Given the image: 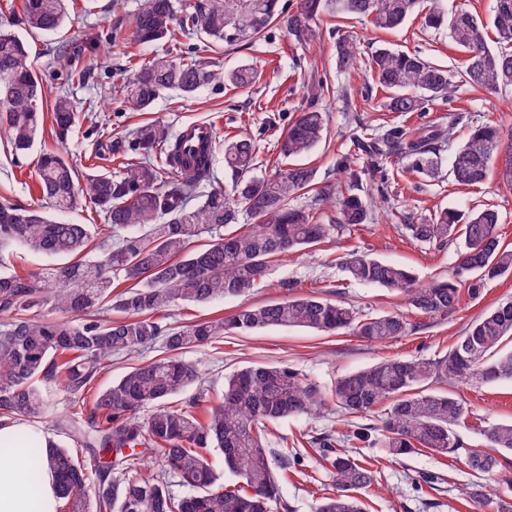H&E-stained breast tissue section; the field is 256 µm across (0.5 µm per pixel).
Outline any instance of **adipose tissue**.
<instances>
[{
  "label": "adipose tissue",
  "instance_id": "1",
  "mask_svg": "<svg viewBox=\"0 0 512 512\" xmlns=\"http://www.w3.org/2000/svg\"><path fill=\"white\" fill-rule=\"evenodd\" d=\"M48 441L39 426L15 420L0 424V512H57L60 504L55 477L43 469L30 478L28 439Z\"/></svg>",
  "mask_w": 512,
  "mask_h": 512
}]
</instances>
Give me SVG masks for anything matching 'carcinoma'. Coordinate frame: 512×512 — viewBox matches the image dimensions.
Returning a JSON list of instances; mask_svg holds the SVG:
<instances>
[{
  "label": "carcinoma",
  "mask_w": 512,
  "mask_h": 512,
  "mask_svg": "<svg viewBox=\"0 0 512 512\" xmlns=\"http://www.w3.org/2000/svg\"><path fill=\"white\" fill-rule=\"evenodd\" d=\"M423 1L428 2L425 25L448 29V38L467 53L460 71L465 84L489 94L512 86V0H495L488 25L469 11L448 16L440 0H300L288 15V35L300 45L320 42L317 20L325 14L368 19L379 29L394 30ZM282 14L280 0H196L184 6L177 0H144L134 17L132 39L156 43L179 32L242 47L260 39ZM18 16L27 31H55L68 18L67 0H21ZM490 26L497 36L492 45L485 38ZM53 53L64 65L65 84L85 81L81 51ZM357 62L354 47L337 39L336 70L352 72ZM371 72L389 92L385 107L390 112H425L437 100L452 102L455 85L448 70L418 54L380 47L371 56ZM2 73L8 77H0V127L15 152L24 154L45 132L37 108L43 78L29 62L26 42L0 28ZM221 81L247 88L256 73L246 65L220 73L196 55H158L134 72L122 93L128 108L146 111L165 91L191 97ZM321 87L310 86V103L278 140L283 157L306 155L322 142L326 114L315 104ZM47 110L52 133L64 139L78 120L68 93H59ZM452 128L391 127L371 138L370 148L376 155L396 152L411 160L414 172L435 180L442 173L436 144ZM502 136L496 125L470 131L451 157L456 185L474 187L488 179ZM132 150L140 154L138 161L118 174L93 172L82 179L61 152L46 150L37 164L46 207L0 202V252L21 246L59 260L46 276L0 272V313L9 317L0 324V418H44L52 400L37 385L40 380L63 374V389L77 404L112 356L149 349L159 341L168 351L99 391L85 422L70 416L55 420L56 429L89 458L57 443L42 450L28 441L32 479L43 466L50 467L68 512H272L281 499L280 477L296 462L271 447L267 424L314 418L333 403L353 416L381 408L380 424L358 425L353 438L374 440L390 458L465 450L476 481L464 488V495L489 506L485 482L505 473L500 458L512 454V422L483 430L490 451L468 449L453 430L467 408L453 393L433 385L512 381V349H506L512 339V300L481 313L440 357L383 359L337 379L329 390L286 364L244 367L224 381L220 399L206 406L202 420L203 392L179 409L171 405L200 381L197 364L185 358L189 351L214 347L227 334L272 327L328 335L347 331L381 342L407 335L410 323L398 313L363 316L351 305L310 295L241 307L227 317L162 324L156 316L176 302L206 304L250 294L266 282L273 263L325 243L344 225L367 223L371 201L350 193L338 200L335 223L316 221L311 209L292 201L308 192L317 201L328 200L334 186L317 182L315 169L294 162L269 176L251 175L256 146L249 137L224 141V169L232 179L228 190L211 185L215 145L205 139L197 146L156 120L133 131ZM81 196L104 214L106 225L119 234L117 242L101 237L96 224L59 219ZM242 213L253 223L230 229ZM497 224L498 212L486 207L445 209L423 224L408 225L412 237L428 245L463 238L454 279L420 286L410 270L355 250L345 253L342 266L362 285L403 294L423 315L446 317L458 308L462 294L479 300L490 282L512 274V248L501 242ZM205 234L210 241L197 245ZM121 285L124 289L114 293ZM104 309L120 317L99 318ZM347 440L332 430L307 440L322 449L334 479L332 494L317 500L313 512H365L353 492L374 483V470L335 451ZM215 453L222 455L231 481L210 462ZM148 457L161 460L164 469L145 471ZM173 478L183 493L172 491Z\"/></svg>",
  "instance_id": "cac0c4a2"
}]
</instances>
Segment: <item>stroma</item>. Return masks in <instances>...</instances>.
<instances>
[{"mask_svg": "<svg viewBox=\"0 0 512 512\" xmlns=\"http://www.w3.org/2000/svg\"><path fill=\"white\" fill-rule=\"evenodd\" d=\"M144 0H77L65 25L56 33L28 36L30 61L42 74L46 99H53L62 81L59 64L46 55L47 47L81 46L83 61L89 70L84 83L70 87V96L82 117L70 132L65 144L54 135H46L44 148L61 150L77 169L85 172L117 173L112 147L125 146L126 162L138 155L130 148L131 133L139 125L153 120L167 124L172 133L193 122L213 125L218 139L251 136L256 144L257 175L287 168L289 161L280 155L276 142L290 118L308 103L306 87L322 83L318 105L328 114V128L308 163L317 170V178L334 185L336 193L357 192L373 197L370 223L336 231L332 241L316 247L313 254L292 253L273 266L265 287L246 297H233L208 304L179 303L161 312L163 323L178 325L199 319L225 316L245 305H259L288 297L316 295L354 305L362 313L376 315L398 312L414 324L408 335L382 343H367L349 333L324 335L299 328H268L250 336L225 337L220 348L210 347L192 353L202 373L200 388L181 394L188 401L198 390L216 396L224 379L243 367L262 363L286 364L307 374L323 386L347 373L365 368L387 358H434L447 353L451 343L484 308L512 298V277L491 282L481 300L462 298L448 317L429 318L411 309L401 295L374 286L354 282L338 265L339 257L356 249L385 262L409 268L418 284L451 277L458 264L459 244L443 247L416 241L409 227L427 221L437 210H465L491 206L500 215L497 232L504 243L512 244V186L499 173L512 156V144L502 143L488 180L479 186L456 185L451 176L425 181L413 172L409 159L401 156L376 157L363 152L358 143L377 128L452 124L450 140L439 143L442 163H449L452 152L472 127L498 124L512 127V89L499 94L473 91L458 85L452 103L434 102L428 112L400 114L387 111L386 92L377 87L368 71V57L381 45L417 53L433 63L459 71L465 58L450 42L443 30L426 28L422 17H411L395 31L374 28L369 21H335L322 16L318 24L323 41L317 45L294 44L284 23H277L253 45L227 48L220 43L199 41L200 56L219 68L248 65L258 73L256 82L247 89H232L220 84L204 87L192 97L164 94L146 112L126 110L120 87L141 64L155 55L184 56L189 41L177 37L155 44L112 45L114 28L130 30L135 13ZM345 37L357 52L360 63L352 73L336 70L333 45L336 37ZM38 150L16 157L4 137L0 136V200L25 207L40 205L37 189L36 160ZM351 156L360 175L352 181L338 171L342 156ZM469 414L458 433L467 447H484L481 427L512 421V381L468 385L456 388ZM359 418L327 411L316 418H288L271 429L273 448H286L301 455L300 473H289L280 484L281 495L289 512H312V506L326 489L331 488V474L322 466L318 449L310 447L309 433L326 428L344 432L354 430ZM354 456L370 462L375 471L374 483L359 496L367 512H478L475 504L463 500L458 487L472 480L464 454L437 456L414 454L394 461L381 449L356 442ZM444 478V491L416 487L419 474ZM437 508H430V501Z\"/></svg>", "mask_w": 512, "mask_h": 512, "instance_id": "obj_1", "label": "stroma"}]
</instances>
